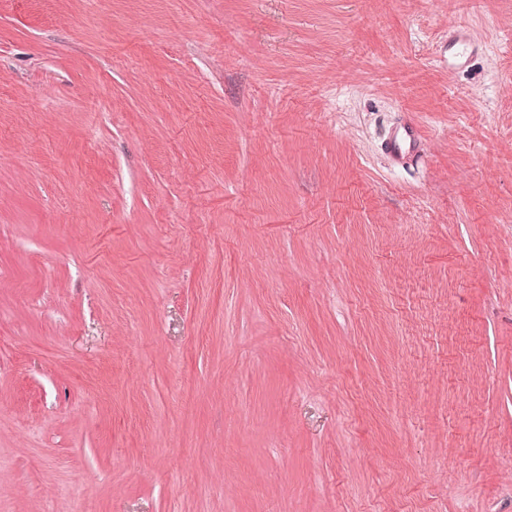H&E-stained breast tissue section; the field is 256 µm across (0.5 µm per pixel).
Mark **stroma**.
I'll return each mask as SVG.
<instances>
[{
  "mask_svg": "<svg viewBox=\"0 0 512 512\" xmlns=\"http://www.w3.org/2000/svg\"><path fill=\"white\" fill-rule=\"evenodd\" d=\"M511 43L0 0V512H512Z\"/></svg>",
  "mask_w": 512,
  "mask_h": 512,
  "instance_id": "obj_1",
  "label": "stroma"
}]
</instances>
